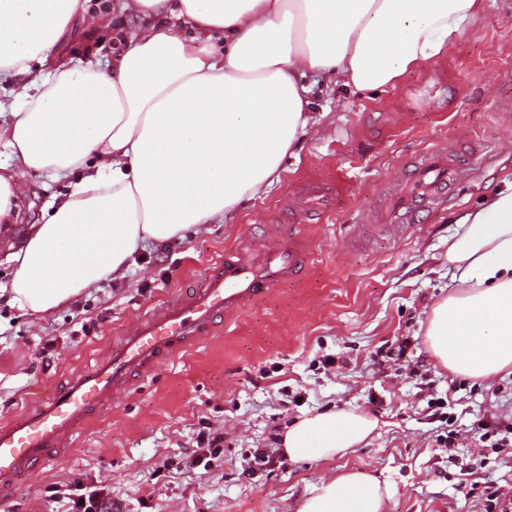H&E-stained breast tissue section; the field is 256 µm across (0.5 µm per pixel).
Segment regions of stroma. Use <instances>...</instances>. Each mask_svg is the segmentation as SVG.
<instances>
[{"mask_svg": "<svg viewBox=\"0 0 512 512\" xmlns=\"http://www.w3.org/2000/svg\"><path fill=\"white\" fill-rule=\"evenodd\" d=\"M84 20L62 38L65 62L111 60L119 46L91 41ZM315 126L285 157L278 182L181 242H146L127 276L81 290L44 316L23 314L8 287L32 220L65 193L61 183L22 174L21 221L0 234V421L111 348L144 313L203 284L205 270L241 240L301 233L310 256L295 278L254 299L221 335L180 354L115 397L76 436L69 453L21 477L0 512H297L301 500L344 468L389 480L385 512H485L482 493L457 490L462 465L476 464L491 486L512 492V458L483 455L472 422L512 414V375H455L431 356L425 332L451 291L448 239L456 220L490 200L512 173V15L486 0L467 32L436 61L375 92L318 81ZM446 147L475 172L423 223L382 226L384 197L414 162ZM337 182L329 211L304 218L281 206L305 176ZM406 343L423 361V380L379 349ZM448 398L457 433L441 448L428 397ZM358 409L378 422L366 445L343 458L283 461L291 422L325 409ZM224 434L207 446L209 431ZM273 461L256 463L259 452Z\"/></svg>", "mask_w": 512, "mask_h": 512, "instance_id": "35a3bbf8", "label": "stroma"}]
</instances>
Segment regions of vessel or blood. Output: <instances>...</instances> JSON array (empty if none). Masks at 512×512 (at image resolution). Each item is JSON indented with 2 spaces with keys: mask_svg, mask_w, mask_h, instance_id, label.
Returning a JSON list of instances; mask_svg holds the SVG:
<instances>
[{
  "mask_svg": "<svg viewBox=\"0 0 512 512\" xmlns=\"http://www.w3.org/2000/svg\"><path fill=\"white\" fill-rule=\"evenodd\" d=\"M464 174L461 165L449 161L447 150L426 152L405 185L386 196L385 216L403 225L420 223L423 212L440 206L447 189ZM335 194L334 185L312 177L296 206L304 210L309 202ZM308 255V245L298 237L260 248L249 243L236 247L207 270L203 288L141 316L110 354L95 359L23 414L1 422L0 492L21 472L63 457L81 425L104 409L114 392L222 328L225 318L240 313L250 298L297 272Z\"/></svg>",
  "mask_w": 512,
  "mask_h": 512,
  "instance_id": "obj_1",
  "label": "vessel or blood"
}]
</instances>
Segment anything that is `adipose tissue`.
Returning <instances> with one entry per match:
<instances>
[{
  "mask_svg": "<svg viewBox=\"0 0 512 512\" xmlns=\"http://www.w3.org/2000/svg\"><path fill=\"white\" fill-rule=\"evenodd\" d=\"M159 20L130 31L115 61L54 65L85 0H0V78L17 74L0 120V224L20 219L19 171L70 181L22 248L12 302L41 316L81 289L123 277L146 240L184 239L258 195L312 117L308 73L373 91L444 54L484 0H116ZM189 34H182L181 26ZM50 70L32 72V63ZM448 244L455 290L437 304L428 348L449 372L512 373V186L459 219ZM377 422L358 410L297 419L281 436L295 462L354 452ZM390 482L350 468L299 512H384Z\"/></svg>",
  "mask_w": 512,
  "mask_h": 512,
  "instance_id": "obj_1",
  "label": "adipose tissue"
}]
</instances>
